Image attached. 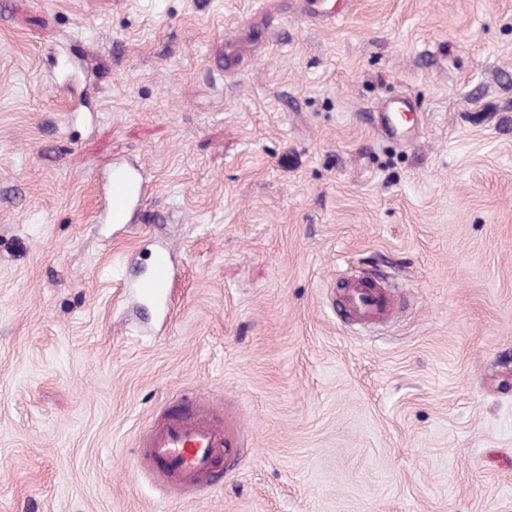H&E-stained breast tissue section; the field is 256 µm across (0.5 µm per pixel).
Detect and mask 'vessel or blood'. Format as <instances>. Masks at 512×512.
Instances as JSON below:
<instances>
[{"label":"vessel or blood","instance_id":"obj_1","mask_svg":"<svg viewBox=\"0 0 512 512\" xmlns=\"http://www.w3.org/2000/svg\"><path fill=\"white\" fill-rule=\"evenodd\" d=\"M411 110L409 101L395 97L376 109V126L383 135L402 138ZM148 184L140 171L115 166L107 179V215L123 223L135 205L142 203ZM174 278L170 252L158 254L152 273L135 284L138 296L159 307H168L167 290ZM338 308L352 324L384 321L395 310V295L385 279L364 273L339 284ZM236 422L221 419L214 411L192 405L173 410L154 423L134 450L138 470L156 485L173 493L206 494L217 468L236 459Z\"/></svg>","mask_w":512,"mask_h":512}]
</instances>
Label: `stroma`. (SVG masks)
<instances>
[{
	"instance_id": "35a3bbf8",
	"label": "stroma",
	"mask_w": 512,
	"mask_h": 512,
	"mask_svg": "<svg viewBox=\"0 0 512 512\" xmlns=\"http://www.w3.org/2000/svg\"><path fill=\"white\" fill-rule=\"evenodd\" d=\"M190 389L247 453L176 498L131 451ZM0 512H512V0H0ZM374 112L377 113L376 126L379 132L392 139L404 137L401 128L409 122L408 113L412 112L406 98L399 96L386 100ZM148 184L143 174L123 165L115 166L107 179V215L113 224L123 222L135 205L143 202ZM173 278V260L170 252L166 249L156 257L152 273L137 281L134 288L142 300L162 307L167 313H170L171 306L168 302L167 289ZM338 288V308L348 323L384 321L395 313L394 292L382 277L363 273L344 278Z\"/></svg>"
}]
</instances>
